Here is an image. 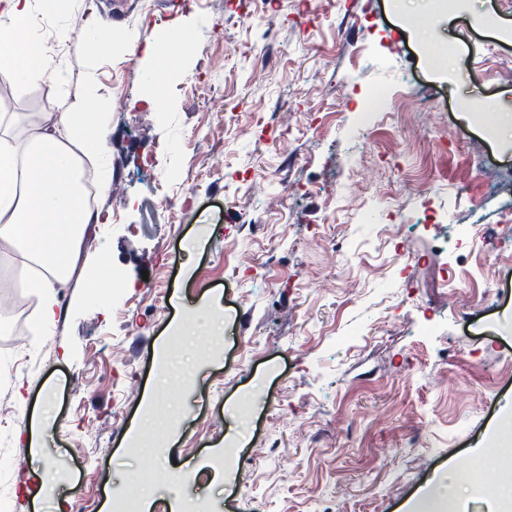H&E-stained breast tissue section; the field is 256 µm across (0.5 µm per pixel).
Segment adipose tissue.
Here are the masks:
<instances>
[{"instance_id": "adipose-tissue-1", "label": "adipose tissue", "mask_w": 512, "mask_h": 512, "mask_svg": "<svg viewBox=\"0 0 512 512\" xmlns=\"http://www.w3.org/2000/svg\"><path fill=\"white\" fill-rule=\"evenodd\" d=\"M33 0H0V70L27 84L47 70L34 52L30 23ZM94 81L82 96L64 100L63 112L49 128L19 142L9 130L0 131V245L41 266L28 286L39 299L40 318L52 324L58 317L55 281L69 275L90 225L101 217L84 200L78 171L82 163L97 165L102 156L105 127L102 113L88 111L97 102ZM82 158H75L74 149Z\"/></svg>"}]
</instances>
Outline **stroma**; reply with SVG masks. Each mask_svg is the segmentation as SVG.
Segmentation results:
<instances>
[{
    "label": "stroma",
    "mask_w": 512,
    "mask_h": 512,
    "mask_svg": "<svg viewBox=\"0 0 512 512\" xmlns=\"http://www.w3.org/2000/svg\"><path fill=\"white\" fill-rule=\"evenodd\" d=\"M33 12L51 33L77 15L122 38L71 52L64 88L0 72V114L31 131L86 77L109 103L105 221L57 295L59 320L43 325L36 296L0 274V406L25 395L24 421L50 423L31 448L0 419L4 512H108L145 489L151 512L176 494L201 512L248 495L257 512H405L451 468L469 512H486L512 470L490 441L512 405V0ZM430 17L435 34L418 40ZM175 29L193 34L190 54L171 47ZM379 90L388 112L361 119ZM422 111L432 128L403 138ZM279 193L286 208L267 209ZM450 275L481 305L445 300ZM102 277L111 288L90 299ZM182 320L190 333L174 336Z\"/></svg>",
    "instance_id": "35a3bbf8"
}]
</instances>
